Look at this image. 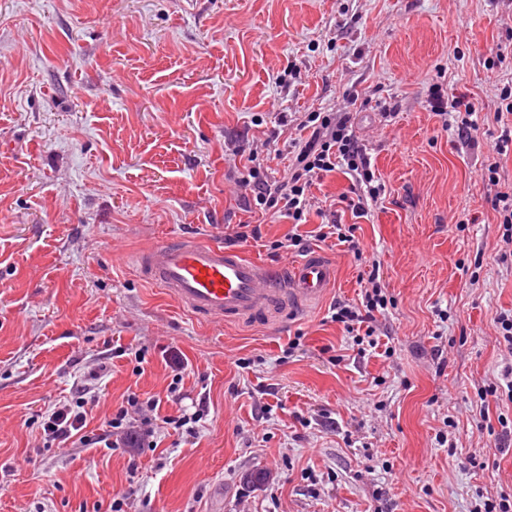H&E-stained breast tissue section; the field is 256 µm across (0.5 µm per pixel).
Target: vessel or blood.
I'll use <instances>...</instances> for the list:
<instances>
[{"mask_svg":"<svg viewBox=\"0 0 512 512\" xmlns=\"http://www.w3.org/2000/svg\"><path fill=\"white\" fill-rule=\"evenodd\" d=\"M135 262L144 278L195 318L227 323H280L317 306L336 279L333 263L319 252L276 269L193 238L149 248Z\"/></svg>","mask_w":512,"mask_h":512,"instance_id":"vessel-or-blood-1","label":"vessel or blood"}]
</instances>
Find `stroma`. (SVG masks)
<instances>
[{"label":"stroma","mask_w":512,"mask_h":512,"mask_svg":"<svg viewBox=\"0 0 512 512\" xmlns=\"http://www.w3.org/2000/svg\"><path fill=\"white\" fill-rule=\"evenodd\" d=\"M506 86L512 0H0V512H478L512 494V403L482 395L512 370V232L489 201L512 193ZM436 92L474 103L484 135ZM330 109L352 112L385 193L358 217L343 171L312 186L361 248L318 244L326 303L203 321L141 277L137 252L246 222L247 256L299 261L273 244L319 218L248 212L229 176H287L300 122ZM372 260L392 300L374 348L329 311L358 303ZM102 357L88 431L131 393L178 416L176 378L208 406L198 437L159 429L134 470L121 449L44 447L42 413Z\"/></svg>","instance_id":"1"}]
</instances>
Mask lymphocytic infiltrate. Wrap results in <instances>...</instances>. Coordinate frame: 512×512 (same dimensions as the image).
I'll return each mask as SVG.
<instances>
[{
  "mask_svg": "<svg viewBox=\"0 0 512 512\" xmlns=\"http://www.w3.org/2000/svg\"><path fill=\"white\" fill-rule=\"evenodd\" d=\"M307 130V139L293 145V162L287 177L276 179L259 166H251L237 176L235 182L243 188L247 208L273 211L288 218L291 224L307 223L310 213L324 217L318 231L319 241L336 239L338 244L358 251L359 243L353 234L347 233L335 212L316 208L310 196L315 180L324 174L344 168L351 180L352 196L349 206L357 214L367 213L385 193V185L371 168L367 148L356 136L353 115L349 112H311L300 124ZM380 264L372 262L367 281L369 290L363 295L361 308L335 303L333 321L342 323L347 333H364L370 347H377L373 324L377 314L383 313L389 304L377 280ZM108 373L105 362H97L84 372L73 397L63 404L45 411L42 422L45 447H65L80 443L86 448H149L156 432L153 425L157 418L160 401L156 397H140L129 394L125 406L119 407L107 421L105 429L87 434V414L90 406L99 401L97 391Z\"/></svg>",
  "mask_w": 512,
  "mask_h": 512,
  "instance_id": "obj_1",
  "label": "lymphocytic infiltrate"
}]
</instances>
